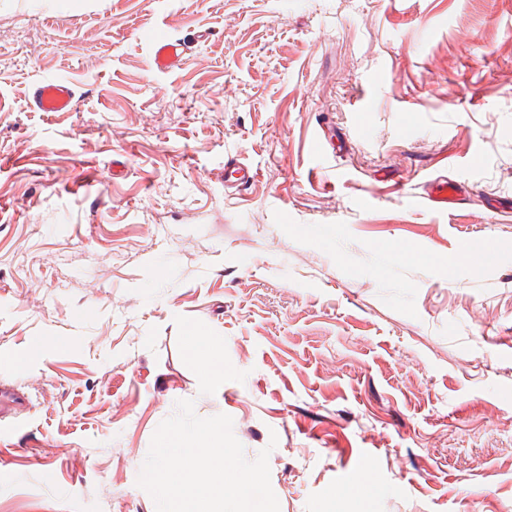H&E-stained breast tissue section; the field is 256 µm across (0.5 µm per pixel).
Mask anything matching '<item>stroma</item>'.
<instances>
[{"instance_id": "obj_1", "label": "stroma", "mask_w": 512, "mask_h": 512, "mask_svg": "<svg viewBox=\"0 0 512 512\" xmlns=\"http://www.w3.org/2000/svg\"><path fill=\"white\" fill-rule=\"evenodd\" d=\"M0 382V512H156L183 399L277 439L280 512H512V0H0ZM154 53L151 67L155 70L171 69L180 59L185 49V42L169 40L165 37L154 36ZM34 107L39 112H73L76 110L75 93L62 78L46 80L33 92ZM255 173L245 163L237 158L229 157L224 163V182H230L238 186H245L252 183ZM461 189L462 186L458 181L443 177L433 182L430 192L426 193L424 198L429 206L448 208L462 203ZM186 350L200 363L209 381L217 382L224 379V367L214 360L215 343L207 336L190 332L186 337ZM27 401L24 393L11 386L1 384L0 388V418L11 414L17 408L23 406Z\"/></svg>"}]
</instances>
